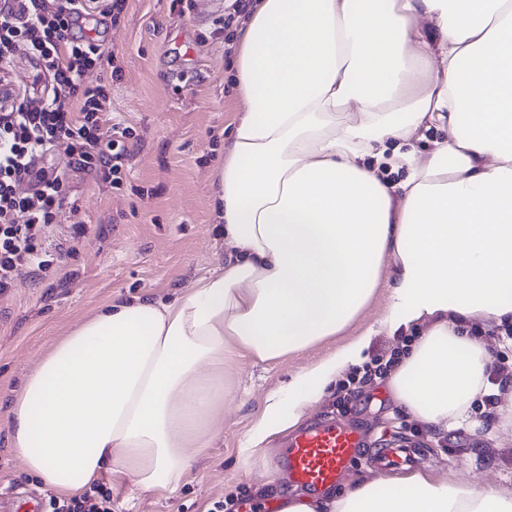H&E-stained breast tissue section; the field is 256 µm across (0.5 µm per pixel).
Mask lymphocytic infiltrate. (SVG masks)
I'll list each match as a JSON object with an SVG mask.
<instances>
[{
  "label": "lymphocytic infiltrate",
  "instance_id": "f902f5d3",
  "mask_svg": "<svg viewBox=\"0 0 512 512\" xmlns=\"http://www.w3.org/2000/svg\"><path fill=\"white\" fill-rule=\"evenodd\" d=\"M85 10V0H0V62L24 44L30 62L51 81L40 97L0 113V294L11 288L18 264L42 271L50 253L65 250L64 244H47L48 229L68 200L65 176L45 166L47 157L65 152L78 168L102 170L116 188L126 175L134 129L116 123L111 138L101 139L109 94L84 81L95 67L111 65L115 81L122 70L101 44L73 34ZM23 182L30 183L29 193H18ZM19 213L24 223L16 222Z\"/></svg>",
  "mask_w": 512,
  "mask_h": 512
}]
</instances>
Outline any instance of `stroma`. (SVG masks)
Masks as SVG:
<instances>
[{
	"label": "stroma",
	"instance_id": "obj_1",
	"mask_svg": "<svg viewBox=\"0 0 512 512\" xmlns=\"http://www.w3.org/2000/svg\"><path fill=\"white\" fill-rule=\"evenodd\" d=\"M224 0H126L117 20L89 9L82 33L93 34L123 70L113 83L108 123L125 121L136 137L129 145L126 178L113 188L101 172L69 167L64 153L47 162L63 170L70 198L87 225L74 235L73 220L57 217L55 239L68 254L33 274L18 266L13 286L0 294V396L16 388L39 358L70 327L112 298L167 299L191 288L224 257L211 222L212 172L224 160L238 109L232 82L233 45L220 30ZM391 274L354 326L376 327L366 361L389 358L413 331L389 333L378 324L389 305ZM492 350L486 399L474 406V425L433 428L408 416L385 380L374 379L354 398L337 404L329 393L305 410L301 426L330 419L356 429L365 447L407 438L424 448L422 473L445 479L463 472L475 483L492 482L512 492V427L500 426L498 407L512 396V335L483 329ZM327 342L272 362H237L234 388L224 401V424L207 455L173 492L135 490L129 479L103 473L112 489V512H246L257 502L278 512L276 494L288 490L277 465L289 435L280 433L263 450L244 455L248 433L268 393L331 350ZM497 465L488 468L487 456ZM62 496L31 475L8 449L0 425V512H19L24 501L50 512Z\"/></svg>",
	"mask_w": 512,
	"mask_h": 512
}]
</instances>
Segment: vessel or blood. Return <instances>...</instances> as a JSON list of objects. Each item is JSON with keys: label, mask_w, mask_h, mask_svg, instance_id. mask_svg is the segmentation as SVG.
I'll use <instances>...</instances> for the list:
<instances>
[{"label": "vessel or blood", "mask_w": 512, "mask_h": 512, "mask_svg": "<svg viewBox=\"0 0 512 512\" xmlns=\"http://www.w3.org/2000/svg\"><path fill=\"white\" fill-rule=\"evenodd\" d=\"M360 434L335 422L297 432L288 442L280 467L291 485L318 494L335 488L347 466L362 451ZM416 454L414 445L400 442L376 449L371 458L392 467L404 466Z\"/></svg>", "instance_id": "b4317fda"}]
</instances>
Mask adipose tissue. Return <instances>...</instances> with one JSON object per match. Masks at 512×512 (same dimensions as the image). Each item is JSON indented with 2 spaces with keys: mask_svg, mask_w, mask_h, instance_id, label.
<instances>
[{
  "mask_svg": "<svg viewBox=\"0 0 512 512\" xmlns=\"http://www.w3.org/2000/svg\"><path fill=\"white\" fill-rule=\"evenodd\" d=\"M239 33L214 179L223 262L173 300L112 299L6 401L10 450L56 491L105 472L175 490L220 432L236 361L337 336L387 264L381 325L418 329L387 379L396 403L446 428L487 390L491 352L469 329L512 321V0H257ZM373 334L270 393L249 449L296 426ZM277 506L512 512V492L415 472Z\"/></svg>",
  "mask_w": 512,
  "mask_h": 512,
  "instance_id": "adipose-tissue-1",
  "label": "adipose tissue"
}]
</instances>
